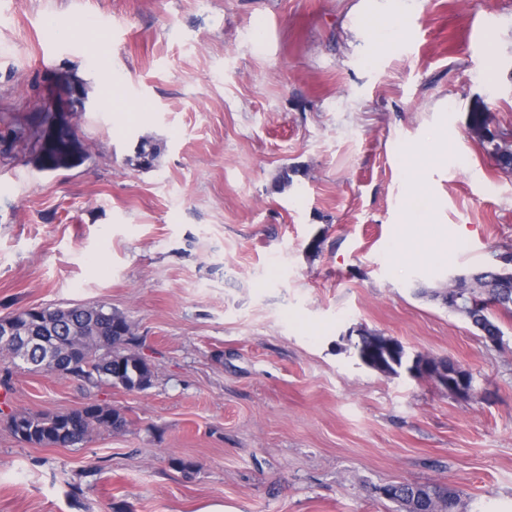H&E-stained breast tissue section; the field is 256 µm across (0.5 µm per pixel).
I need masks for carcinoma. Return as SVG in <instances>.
<instances>
[{
  "label": "carcinoma",
  "mask_w": 512,
  "mask_h": 512,
  "mask_svg": "<svg viewBox=\"0 0 512 512\" xmlns=\"http://www.w3.org/2000/svg\"><path fill=\"white\" fill-rule=\"evenodd\" d=\"M83 156L82 145L74 130L46 141L37 154L39 168L57 169L70 166ZM158 147L149 139L141 140L136 151V166L142 170L154 167ZM486 292L485 307L468 311L466 306L452 308L465 316L479 332L502 338L503 331L496 323L493 310L512 313V272L493 269L483 275ZM33 336L27 344L4 349L11 364L22 362L31 370H54L77 381L93 384L119 385L128 391L144 390L151 385L149 364L138 356L134 347L138 339L124 315L103 305H77L45 308L41 322L28 329ZM55 340L52 356H47L39 339ZM376 334L363 331L353 344L360 359L367 363L381 357L389 373L411 370V358L400 347L392 352L378 348ZM8 424L22 442L40 447L76 445L85 441L96 430L119 431L126 425L125 418L112 407L91 403L63 414L14 413ZM391 501L411 507L412 512H454L457 495L439 484H396Z\"/></svg>",
  "instance_id": "1"
}]
</instances>
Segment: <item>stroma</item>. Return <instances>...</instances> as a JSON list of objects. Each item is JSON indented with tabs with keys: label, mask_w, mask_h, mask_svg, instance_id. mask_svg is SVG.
Instances as JSON below:
<instances>
[{
	"label": "stroma",
	"mask_w": 512,
	"mask_h": 512,
	"mask_svg": "<svg viewBox=\"0 0 512 512\" xmlns=\"http://www.w3.org/2000/svg\"><path fill=\"white\" fill-rule=\"evenodd\" d=\"M360 2L0 0V317L106 305L153 372L129 391L0 355V512H401L379 487L432 482L512 512V313L492 344L420 294L512 249V170L469 127L512 134V0H405L392 38ZM70 78L87 156L44 171ZM360 328L480 400L366 366ZM89 402L125 428L8 427ZM85 92L82 83L75 81H68L65 90L63 101L57 104L54 111L55 116L53 121L48 124L45 129L50 126H58L61 124L69 123L68 113L72 112L73 106L78 108H85ZM464 371V369L452 362L451 366H447L446 369L439 368L437 372L430 374H420L413 370L409 372V374L417 378H420L421 376H428L446 390L465 396L466 376ZM13 434L40 447L76 445L96 430H122L125 418L112 407L91 403L63 414L14 413L8 418Z\"/></svg>",
	"instance_id": "35a3bbf8"
}]
</instances>
